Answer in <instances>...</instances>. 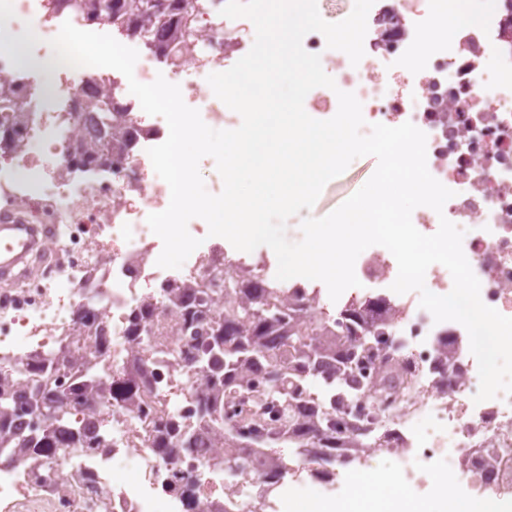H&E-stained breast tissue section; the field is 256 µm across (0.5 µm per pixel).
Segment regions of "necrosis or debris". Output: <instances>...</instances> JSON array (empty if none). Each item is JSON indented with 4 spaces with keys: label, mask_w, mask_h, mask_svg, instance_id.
<instances>
[{
    "label": "necrosis or debris",
    "mask_w": 512,
    "mask_h": 512,
    "mask_svg": "<svg viewBox=\"0 0 512 512\" xmlns=\"http://www.w3.org/2000/svg\"><path fill=\"white\" fill-rule=\"evenodd\" d=\"M458 2L375 0L356 71L323 34H306L305 51L340 76L336 90L307 94L305 104L308 112L331 113L342 90L360 101L366 124L409 121L426 134L428 170L453 196L439 213L419 207L413 223L426 235L443 217L464 229L462 249L483 303L512 317V0H495L477 24L452 28L448 16ZM117 7L116 0L82 11L69 0H0V27L26 36L31 56L44 61L36 78L0 49V83L12 90L0 97V218L55 227L39 276L0 289V372L78 340L88 361L115 380L134 360L150 363L138 407L101 401L100 447L58 449L45 475L31 460L0 459V512H243L242 489L264 492L267 475L257 465L240 481L225 478L222 440L201 407L211 385L202 339L186 333L183 310L163 299L169 284H223L231 274L224 245L194 218L188 231L205 245L180 268L158 266L159 238L147 217L167 206L170 188L156 179L147 151L167 140L166 120L142 111L121 72L77 71L43 51L64 22L105 27ZM182 7L190 24L170 81L187 106H201L204 123L235 126L200 81L249 52L252 23L223 17L216 0H183ZM97 95L111 97L130 138L108 167L74 156L101 125L100 114L86 107ZM354 270L359 284L343 292L336 313L325 310L312 280L289 282L288 293L305 303L310 322H328L343 336L344 309L381 302L387 325L380 343L354 360L359 386L346 400L350 411L373 413L369 446L354 459L325 454L317 466L300 451V469L330 491L353 493V475L363 467L383 487L402 473L412 491L512 505V395L475 402L480 380L467 330L435 322L410 294L393 291L398 266L389 250L361 253ZM82 309L95 315L97 329L76 325ZM443 340L453 355L444 367ZM158 418L192 447H154Z\"/></svg>",
    "instance_id": "4bbe7bcc"
}]
</instances>
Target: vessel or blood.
<instances>
[{
	"label": "vessel or blood",
	"instance_id": "1",
	"mask_svg": "<svg viewBox=\"0 0 512 512\" xmlns=\"http://www.w3.org/2000/svg\"><path fill=\"white\" fill-rule=\"evenodd\" d=\"M54 232L50 224L0 223V280L14 281L28 274L33 256Z\"/></svg>",
	"mask_w": 512,
	"mask_h": 512
}]
</instances>
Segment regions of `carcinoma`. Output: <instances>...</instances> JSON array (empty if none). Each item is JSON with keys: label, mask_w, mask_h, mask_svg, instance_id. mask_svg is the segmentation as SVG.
I'll use <instances>...</instances> for the list:
<instances>
[{"label": "carcinoma", "mask_w": 512, "mask_h": 512, "mask_svg": "<svg viewBox=\"0 0 512 512\" xmlns=\"http://www.w3.org/2000/svg\"><path fill=\"white\" fill-rule=\"evenodd\" d=\"M168 5L164 0H124L113 19L136 34L153 25L166 29L169 41L181 38V24L167 22ZM124 132L113 126L112 138L96 145L99 164L112 160V148L123 146ZM234 287L224 288V320L212 324L211 340L201 346L210 364L217 369L211 392L202 399L206 410L220 395L230 396L244 386L249 376L261 373L268 386L252 392L258 423L269 413L291 411L290 426L263 430H243L224 425V471L241 476L248 471V460L241 449L252 448L262 458L267 476L280 482L288 473V464L272 445L288 442L304 448L318 442L323 448H366L359 428L352 424L346 439L336 444L331 420L318 411L325 398L340 403L339 390L353 382L352 362L364 352L368 340L352 332L338 336L318 324L311 326L295 312L288 311L286 288L268 281L257 271L232 267ZM170 303L189 304L188 315L195 320L204 316L201 309L211 289L186 284L165 289ZM87 383L74 394L54 390L41 383L34 386L26 379L0 375V455H29L39 467L57 449L68 448L80 440L88 448L98 447L96 427L91 420L79 424L72 421L73 413L95 403V399L110 396L116 403L127 406L138 386V374L131 371L128 379L108 381L97 370L84 367ZM43 426L23 429L24 421L32 417Z\"/></svg>", "instance_id": "cac0c4a2"}]
</instances>
